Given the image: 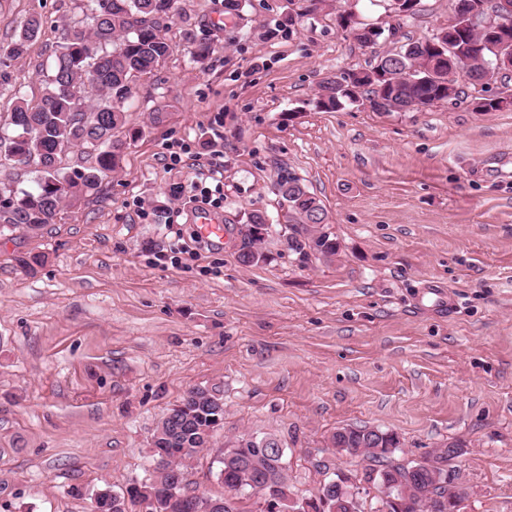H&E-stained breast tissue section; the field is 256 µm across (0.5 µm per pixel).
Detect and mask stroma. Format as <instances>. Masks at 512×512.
<instances>
[{
	"mask_svg": "<svg viewBox=\"0 0 512 512\" xmlns=\"http://www.w3.org/2000/svg\"><path fill=\"white\" fill-rule=\"evenodd\" d=\"M85 0H0V46L37 14L41 32L7 61L13 87L44 86L63 24ZM167 58L135 78L119 166L97 195L32 236L0 230V512H93L153 477L152 435L188 390H215L224 425L193 462L190 493L224 496L216 450L276 437L293 493L345 472L360 512H380L378 460L336 452L347 426L396 434L390 464L456 441L448 468L468 489L460 512H512V110L476 112L469 96L418 112L316 109L323 79L364 67L391 43L360 46L337 11L402 36L446 27L448 0L396 19L384 0H180ZM293 24L279 29L285 17ZM216 50L204 63L191 42ZM160 120H153V113ZM222 141L226 229L218 249L181 263L165 223ZM198 164L170 167L181 145ZM321 200L340 250H289L278 168ZM271 222L265 262L243 266L247 216ZM45 257L35 270L20 259Z\"/></svg>",
	"mask_w": 512,
	"mask_h": 512,
	"instance_id": "1",
	"label": "stroma"
}]
</instances>
